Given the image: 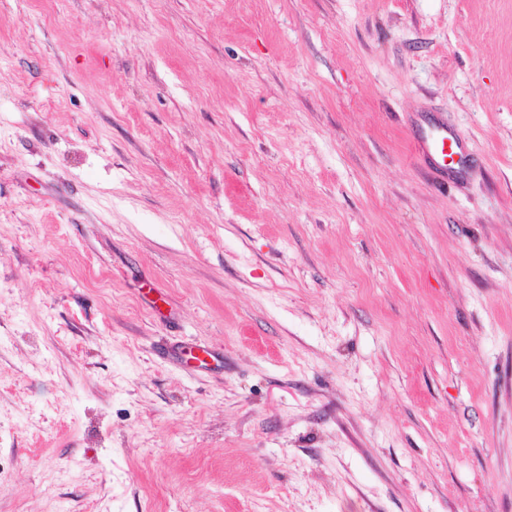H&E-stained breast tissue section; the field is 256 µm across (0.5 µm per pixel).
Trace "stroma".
<instances>
[{"mask_svg":"<svg viewBox=\"0 0 512 512\" xmlns=\"http://www.w3.org/2000/svg\"><path fill=\"white\" fill-rule=\"evenodd\" d=\"M0 512H512V0H0ZM428 150L433 154L443 167L453 164L454 156L458 154L459 135L448 130L436 132L428 139Z\"/></svg>","mask_w":512,"mask_h":512,"instance_id":"1","label":"stroma"}]
</instances>
